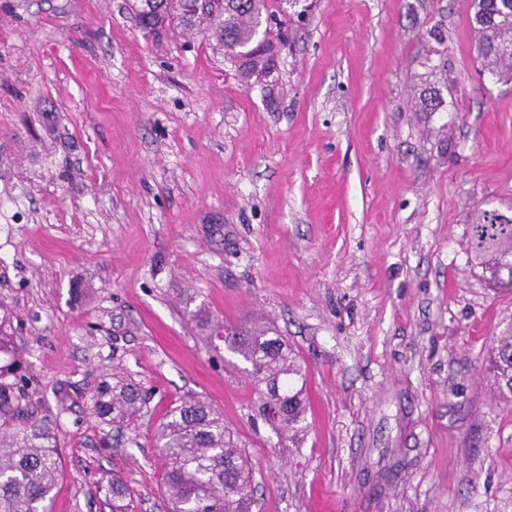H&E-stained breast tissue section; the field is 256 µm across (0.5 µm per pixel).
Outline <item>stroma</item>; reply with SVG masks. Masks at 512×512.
I'll list each match as a JSON object with an SVG mask.
<instances>
[{
	"label": "stroma",
	"instance_id": "35a3bbf8",
	"mask_svg": "<svg viewBox=\"0 0 512 512\" xmlns=\"http://www.w3.org/2000/svg\"><path fill=\"white\" fill-rule=\"evenodd\" d=\"M133 0H0V302L18 408L60 429L52 512H167L154 434L221 411L253 512H512V403L493 336L512 294L470 251L512 203V85L483 73L472 0H314L265 86L202 33L148 36ZM448 71L444 111L411 98ZM267 322L307 366L308 434L279 442L248 365L187 317ZM148 393L115 436L90 397ZM489 370L493 373L496 398L512 402V323L495 336L489 351Z\"/></svg>",
	"mask_w": 512,
	"mask_h": 512
}]
</instances>
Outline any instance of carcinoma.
Wrapping results in <instances>:
<instances>
[{
    "label": "carcinoma",
    "instance_id": "cac0c4a2",
    "mask_svg": "<svg viewBox=\"0 0 512 512\" xmlns=\"http://www.w3.org/2000/svg\"><path fill=\"white\" fill-rule=\"evenodd\" d=\"M270 0H223L201 10L198 0H161L160 10L136 12L140 29L154 34L165 25L197 30L215 40L224 60L244 82L262 84L274 75L287 31L277 22ZM471 19L483 71L499 83H512V0H473ZM438 80L415 98L421 112L445 109ZM474 257L488 282L512 293V207L477 212L470 224ZM11 312L0 303V512H49L52 492L62 476L58 430L45 420L19 417L15 383L23 378L22 352L6 329ZM189 317L224 342L226 349L250 365L264 385L260 409L276 433L296 445L308 433L304 398L306 369L290 345L260 323L224 335V325ZM496 398L512 402V323L494 337L489 351ZM96 414L123 433L148 402L139 383L120 370L99 382L92 397ZM157 448L165 460L164 488L168 512H250L256 488L244 449L224 425V415L206 401L189 397L170 408L157 427ZM112 512H125L130 495L124 479L112 475L107 488Z\"/></svg>",
    "mask_w": 512,
    "mask_h": 512
}]
</instances>
